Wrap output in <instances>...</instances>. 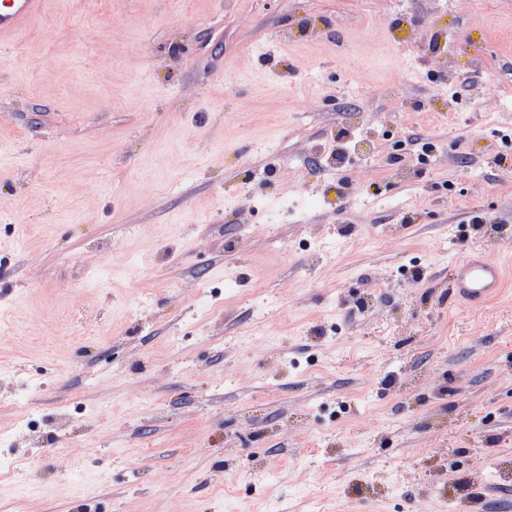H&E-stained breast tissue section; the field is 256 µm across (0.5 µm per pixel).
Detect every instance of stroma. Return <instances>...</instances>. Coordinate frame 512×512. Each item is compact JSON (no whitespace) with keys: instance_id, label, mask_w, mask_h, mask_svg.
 I'll return each mask as SVG.
<instances>
[{"instance_id":"stroma-1","label":"stroma","mask_w":512,"mask_h":512,"mask_svg":"<svg viewBox=\"0 0 512 512\" xmlns=\"http://www.w3.org/2000/svg\"><path fill=\"white\" fill-rule=\"evenodd\" d=\"M0 452V512H512V0H45ZM451 277V293L473 308H481L503 286L502 268L480 253H467L453 261Z\"/></svg>"}]
</instances>
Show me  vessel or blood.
<instances>
[{"label":"vessel or blood","mask_w":512,"mask_h":512,"mask_svg":"<svg viewBox=\"0 0 512 512\" xmlns=\"http://www.w3.org/2000/svg\"><path fill=\"white\" fill-rule=\"evenodd\" d=\"M44 0H0V45L11 40L18 29L36 16ZM452 294L479 308L496 296L503 286L501 267L479 253H468L451 264Z\"/></svg>","instance_id":"1"}]
</instances>
